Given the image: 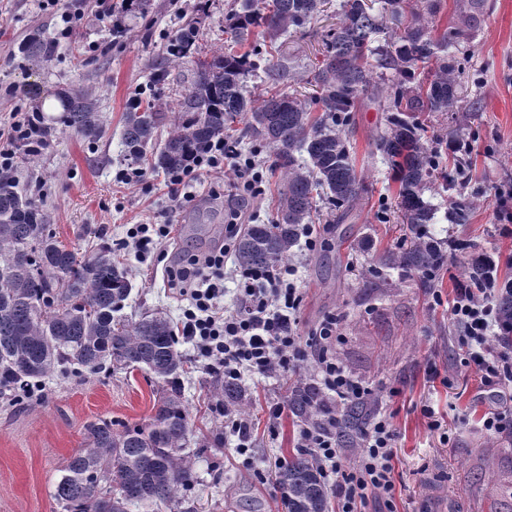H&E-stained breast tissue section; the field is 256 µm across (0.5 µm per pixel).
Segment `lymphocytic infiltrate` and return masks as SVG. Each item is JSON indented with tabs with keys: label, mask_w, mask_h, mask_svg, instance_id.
Wrapping results in <instances>:
<instances>
[{
	"label": "lymphocytic infiltrate",
	"mask_w": 512,
	"mask_h": 512,
	"mask_svg": "<svg viewBox=\"0 0 512 512\" xmlns=\"http://www.w3.org/2000/svg\"><path fill=\"white\" fill-rule=\"evenodd\" d=\"M226 165L242 179L246 191L259 193L262 175L254 161L225 151L218 142L195 158L187 170L171 174V195H188L201 172ZM224 230V237L207 251L188 255L167 270L170 288L188 300L176 324L178 336L193 342L200 357L223 370L229 380H240L246 372L262 376L293 372L314 361L311 384L319 395L322 424L301 431V450L311 454L333 489L338 512H366L375 501L389 510L393 506L396 441L390 417L379 414L373 418L355 463H345L336 442L338 404L372 394L336 355L339 317H328L314 333L300 336L296 313L302 295L290 282L292 270L287 266L235 268L240 278L238 303L234 309H224V262L230 252L228 241L237 237L239 227L231 223ZM499 294L496 288L458 287L451 312L461 331L466 365L475 369L482 386L503 392L512 387V325L497 315Z\"/></svg>",
	"instance_id": "obj_1"
}]
</instances>
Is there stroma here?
<instances>
[{"label": "stroma", "instance_id": "stroma-1", "mask_svg": "<svg viewBox=\"0 0 512 512\" xmlns=\"http://www.w3.org/2000/svg\"><path fill=\"white\" fill-rule=\"evenodd\" d=\"M197 2L179 0L174 6L170 0H151L149 14L140 19L120 11L121 0H112V21L89 17L66 36L61 8L41 0H0V128L12 123L16 110L52 100L64 88L89 90L103 104L105 132L94 144L65 128L60 113H48L50 145L22 172L27 194L44 201L49 230L68 249L82 254L102 245L111 248L114 263L126 270L132 284L125 315L160 312L173 324L185 304L169 290L165 268L223 234L224 203L237 193V180L228 171L207 172L194 197L176 199L161 171H146L141 182L123 184L117 174L129 162L120 132L128 100L138 92L167 104L166 126L177 123L174 107L191 87L195 63L189 58L169 67L162 83L151 81L148 65L185 20L198 21L207 52L231 47L225 19L238 8V0H207L201 12ZM340 2L329 0L316 20L289 30L281 46L289 62L287 77L277 84L262 73L250 78L252 99H263L277 86L297 93L312 112H319L309 79L327 32L339 22ZM116 21L125 28L117 42L112 39ZM432 22L461 30L450 53L463 67L457 75L456 111L431 113L427 123L440 135L456 133L470 142L473 172L462 193L437 184L423 195L434 209L428 231L449 250L434 286L422 288L417 279L392 268L375 279L367 273L409 232L397 208L398 186L377 148L393 115L383 111L372 90L361 94L347 127L348 148L361 176L359 196L342 215L319 204L313 225L316 249L295 246L287 264L302 293L299 333L308 335L328 315H341L336 354L372 389L378 412L392 418L396 512H429L426 501L432 491L448 498L452 512H512V433L483 430L491 401L463 363L459 330L448 312L471 252L487 253L499 275L512 278V238L500 234L504 219L498 201L499 194L512 191V0H483L474 11L469 0H444ZM36 32L57 44L55 54L37 70L21 52ZM239 150L242 157L255 159L263 173L262 194L244 203L246 220L270 223L282 188L280 173L271 168L272 151L247 137ZM460 195L472 208L467 223L453 224L448 211ZM134 224L173 225L175 242L165 245L158 259L140 262L122 246ZM456 242L466 243V251L453 250ZM179 348L186 358L180 381L193 428L188 442L193 485L180 492L178 505L130 512H283L274 482L262 481L259 473L274 470L276 460L294 454L301 425L287 414L271 427L267 407L286 400L293 381H309L312 365L292 377L242 379L252 448L241 455L210 395L216 370L199 358L193 344L183 341ZM432 365L440 373L435 380L427 373ZM156 391L148 374L114 367L95 374H54L30 399L0 395V512H57L54 485L65 461L84 447L86 424L107 419L117 430L145 424ZM426 405L441 416L440 432L430 431L422 416Z\"/></svg>", "mask_w": 512, "mask_h": 512}]
</instances>
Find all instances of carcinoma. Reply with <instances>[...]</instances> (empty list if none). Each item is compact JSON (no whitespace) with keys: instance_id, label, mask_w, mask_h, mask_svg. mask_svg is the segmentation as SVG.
Returning a JSON list of instances; mask_svg holds the SVG:
<instances>
[{"instance_id":"carcinoma-1","label":"carcinoma","mask_w":512,"mask_h":512,"mask_svg":"<svg viewBox=\"0 0 512 512\" xmlns=\"http://www.w3.org/2000/svg\"><path fill=\"white\" fill-rule=\"evenodd\" d=\"M326 0H244L226 19L227 29L244 52H220L200 59L189 91L175 111L181 117L151 154V168L165 173L184 170L218 139L237 147L233 125L246 121L252 141L273 150L275 167L284 177L276 220L254 224L238 240L235 259L243 268H271L288 259L301 225L313 222L316 200L331 209L349 207L359 195L360 177L347 146L349 113L371 84L373 67L392 71L381 98L394 118L389 134L377 146L399 185L398 206L410 236L390 262L403 275H415L423 288L433 286L448 261L441 243L428 235L434 212L423 192L434 181L453 190L455 179L443 170L441 152L432 144L420 115L452 112L458 103L455 59L448 50L461 30L433 35L425 16L416 14L405 34L384 31L365 0H341L340 25L324 41L323 60L313 80L320 89L321 114L313 117L295 94L277 91L252 105L247 82L276 41L289 29L311 23ZM383 42L371 46L375 37ZM52 39L34 33L21 46L32 67L51 57ZM202 53L197 21L190 20L165 46V56L150 65L151 79L163 81L168 67ZM264 72L274 80L288 73L285 58L268 60ZM65 126L95 143L104 132L100 99L86 90L55 94ZM165 105L148 101L128 108L121 144L134 161L145 157L164 124ZM493 260L474 255L468 285L485 287L496 278ZM130 292L125 273L112 263V251L101 247L83 255L61 246L50 233L47 216L19 189L14 170L0 171V387L16 397L55 370L78 366L97 373L107 366L141 370L159 387L153 414L144 425L112 429L106 419L85 426L87 447L61 470L53 498L59 512H128L131 505H169L193 484L187 452L188 411L179 381L184 356L167 319L150 314L138 320L120 314ZM213 392L222 405L241 406L244 390L232 380L216 378ZM289 410L303 426L317 424V395L304 385L292 391ZM373 399L351 401L338 412L336 440L357 447L375 414ZM274 483L285 512H328L326 485L311 455L298 453L278 468Z\"/></svg>"}]
</instances>
